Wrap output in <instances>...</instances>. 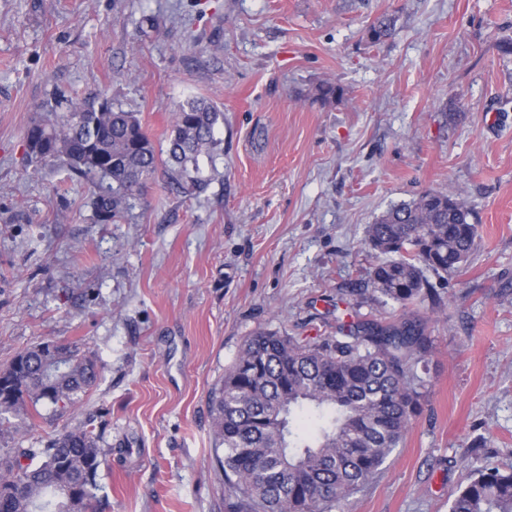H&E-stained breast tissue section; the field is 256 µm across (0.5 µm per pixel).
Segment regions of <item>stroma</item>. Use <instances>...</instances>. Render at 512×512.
I'll list each match as a JSON object with an SVG mask.
<instances>
[{"mask_svg": "<svg viewBox=\"0 0 512 512\" xmlns=\"http://www.w3.org/2000/svg\"><path fill=\"white\" fill-rule=\"evenodd\" d=\"M382 42L368 37L380 15ZM512 0H0V366L43 341L93 351L75 415L101 436V512H226L209 394L258 330L328 336L339 306L428 321L423 406L345 512H449L512 466ZM341 85L322 103L316 87ZM104 93L166 149L198 97L224 114L198 195L157 170L98 220L90 186L26 159L25 135ZM462 194L481 241L408 306L372 291L369 224Z\"/></svg>", "mask_w": 512, "mask_h": 512, "instance_id": "obj_1", "label": "stroma"}]
</instances>
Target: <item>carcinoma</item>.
<instances>
[{
    "instance_id": "obj_1",
    "label": "carcinoma",
    "mask_w": 512,
    "mask_h": 512,
    "mask_svg": "<svg viewBox=\"0 0 512 512\" xmlns=\"http://www.w3.org/2000/svg\"><path fill=\"white\" fill-rule=\"evenodd\" d=\"M394 21L369 26L380 42ZM317 98L344 89L330 81ZM224 113L192 99L173 114L166 158L134 112L101 95L70 101L26 133L30 162L61 163L93 188L102 222L135 207L159 166L173 189L202 192L200 158L213 157ZM458 193L426 192L393 206L369 225L373 293L406 306L424 295L425 271L459 272L476 251L479 225ZM432 348L426 322L357 318L336 335L301 338L259 331L247 337L224 380L210 393L217 470L229 512H343L347 499L381 472L419 415L424 380L415 366ZM101 372L95 353L66 347L57 357L39 343L0 368V512H95L102 448L93 430L66 428L43 447L18 435L48 403L76 412ZM450 512H512V467L476 471Z\"/></svg>"
}]
</instances>
